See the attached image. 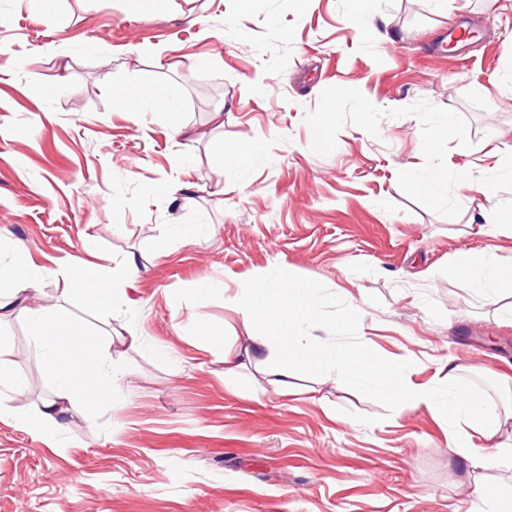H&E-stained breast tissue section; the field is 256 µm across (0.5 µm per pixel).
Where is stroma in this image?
Here are the masks:
<instances>
[{"label":"stroma","mask_w":512,"mask_h":512,"mask_svg":"<svg viewBox=\"0 0 512 512\" xmlns=\"http://www.w3.org/2000/svg\"><path fill=\"white\" fill-rule=\"evenodd\" d=\"M372 7L359 25L350 0H0V262L23 243L44 305L140 336L112 345L111 404L44 437L0 419V512H472L446 416L303 366L284 390L252 359L228 378L203 336L246 335L236 300L276 268L317 286L323 347H369L416 384L451 360L512 405V291L483 305L451 271L469 249L512 265V212L481 217L512 180L440 198L408 184L512 162V0ZM452 29L463 47L443 44ZM145 81L169 107L117 104ZM248 146L261 155L229 171ZM181 224L199 238L160 252ZM76 258L134 260L140 304L72 293ZM0 335L26 384L14 410L52 398L27 323Z\"/></svg>","instance_id":"stroma-1"}]
</instances>
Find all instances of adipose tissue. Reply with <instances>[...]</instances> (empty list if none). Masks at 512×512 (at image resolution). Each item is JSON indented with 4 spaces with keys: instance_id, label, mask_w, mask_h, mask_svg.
Returning <instances> with one entry per match:
<instances>
[{
    "instance_id": "1",
    "label": "adipose tissue",
    "mask_w": 512,
    "mask_h": 512,
    "mask_svg": "<svg viewBox=\"0 0 512 512\" xmlns=\"http://www.w3.org/2000/svg\"><path fill=\"white\" fill-rule=\"evenodd\" d=\"M30 269L27 250L15 245L9 263L0 265V320L14 316L28 321L34 345L48 370L61 380L62 389L55 399L35 404L28 416H13L10 405L0 400V417H14L20 427L46 435L60 427L68 412H86L111 402L113 376L102 370L106 348L90 341L82 322L52 315L42 305H17V285L26 280ZM452 272L468 282L478 301L487 304L497 303L503 290L512 286V267L501 264L487 250L463 252ZM70 273L75 291L101 308L127 302L128 292L139 278L138 268L131 263L102 275L80 259L73 261ZM236 309L251 327L241 344L228 346L223 334L210 329L205 332L220 351L225 376L237 374L243 357L264 350L272 361L268 374L280 385H287L293 370L303 364L371 382L389 399L446 412L451 428L449 446L468 466L495 469L501 456L512 455V434L503 433L504 426L512 422V409L503 415L496 413L482 394L461 385L460 366L444 365L441 380L413 385L403 365H385L371 351L325 353L315 338L301 331L302 325L312 324L316 316L309 290L268 270L252 273L251 287L238 297ZM476 435L482 447H475L472 438Z\"/></svg>"
}]
</instances>
